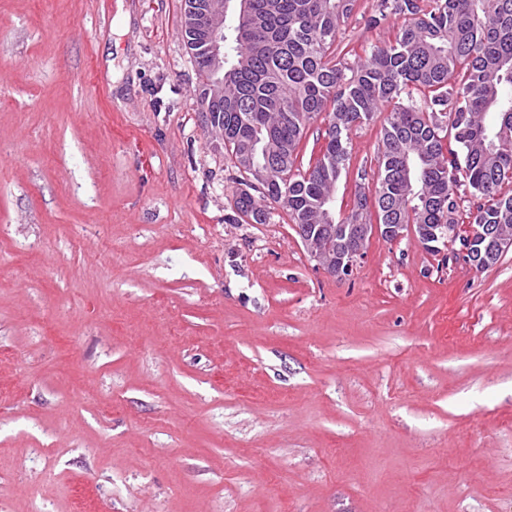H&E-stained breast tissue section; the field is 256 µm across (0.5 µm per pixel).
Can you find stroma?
I'll return each instance as SVG.
<instances>
[{"label": "stroma", "mask_w": 512, "mask_h": 512, "mask_svg": "<svg viewBox=\"0 0 512 512\" xmlns=\"http://www.w3.org/2000/svg\"><path fill=\"white\" fill-rule=\"evenodd\" d=\"M181 5L0 0V512H512V250L377 234L344 278L235 223Z\"/></svg>", "instance_id": "35a3bbf8"}]
</instances>
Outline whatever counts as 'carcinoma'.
Masks as SVG:
<instances>
[{
    "instance_id": "obj_1",
    "label": "carcinoma",
    "mask_w": 512,
    "mask_h": 512,
    "mask_svg": "<svg viewBox=\"0 0 512 512\" xmlns=\"http://www.w3.org/2000/svg\"><path fill=\"white\" fill-rule=\"evenodd\" d=\"M355 0H224V102L205 119L224 129V149L244 178L237 213L267 221L268 202L287 215L300 240L322 242L340 258L367 248L354 230L371 223L365 189L354 208L332 219L328 201L347 173L354 128L386 113L376 187L379 224H410L422 245L453 231L458 199L468 194L472 225L488 229L469 257L486 269L512 245V0H378L381 16L403 19L394 40L352 68L355 49L336 46ZM201 92L207 62L196 32ZM327 113L319 155L295 169L312 121Z\"/></svg>"
}]
</instances>
